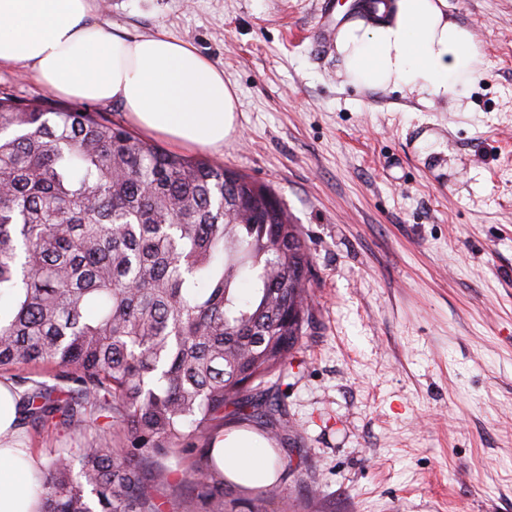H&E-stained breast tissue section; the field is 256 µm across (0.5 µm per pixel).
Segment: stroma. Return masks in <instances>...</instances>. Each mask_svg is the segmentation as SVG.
Wrapping results in <instances>:
<instances>
[{"mask_svg":"<svg viewBox=\"0 0 512 512\" xmlns=\"http://www.w3.org/2000/svg\"><path fill=\"white\" fill-rule=\"evenodd\" d=\"M343 0H93L111 34H163L224 73L238 126L192 150L271 188L311 252L313 322L265 383L283 460L228 512H512V0H448L483 74L448 102L344 84L321 10ZM21 102L101 112L0 65Z\"/></svg>","mask_w":512,"mask_h":512,"instance_id":"1","label":"stroma"}]
</instances>
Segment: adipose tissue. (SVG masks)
<instances>
[{"label": "adipose tissue", "instance_id": "ef3b65f1", "mask_svg": "<svg viewBox=\"0 0 512 512\" xmlns=\"http://www.w3.org/2000/svg\"><path fill=\"white\" fill-rule=\"evenodd\" d=\"M92 0H0V65L21 64L51 92L122 104L133 126L189 148L219 149L237 127V96L193 48L163 35L119 37L91 16ZM335 48L347 85L457 95L481 74L468 28L448 0H383L339 27ZM16 400L0 384V512H38L37 460L15 445ZM242 484L275 479L272 460L229 435L215 451Z\"/></svg>", "mask_w": 512, "mask_h": 512}]
</instances>
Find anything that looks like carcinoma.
<instances>
[{
    "instance_id": "cac0c4a2",
    "label": "carcinoma",
    "mask_w": 512,
    "mask_h": 512,
    "mask_svg": "<svg viewBox=\"0 0 512 512\" xmlns=\"http://www.w3.org/2000/svg\"><path fill=\"white\" fill-rule=\"evenodd\" d=\"M269 193L0 92V376L25 387L24 427L89 434L49 450L42 512H226L212 428L228 408L275 424L255 391L313 319L309 249Z\"/></svg>"
}]
</instances>
